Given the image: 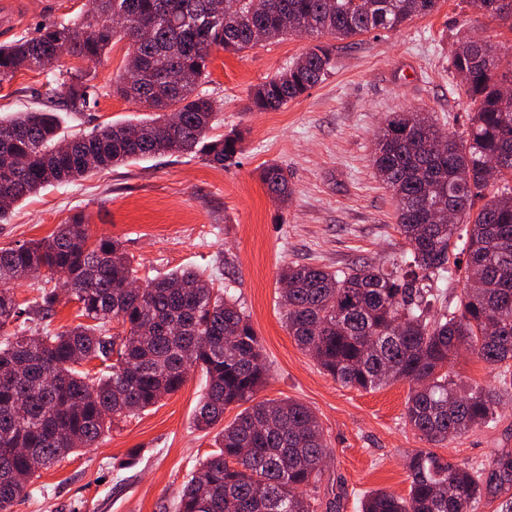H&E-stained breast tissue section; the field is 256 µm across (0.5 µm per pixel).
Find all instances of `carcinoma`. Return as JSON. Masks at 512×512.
<instances>
[{
    "label": "carcinoma",
    "mask_w": 512,
    "mask_h": 512,
    "mask_svg": "<svg viewBox=\"0 0 512 512\" xmlns=\"http://www.w3.org/2000/svg\"><path fill=\"white\" fill-rule=\"evenodd\" d=\"M439 0H91L73 20L42 25L0 45V84L21 70L51 76L46 103L0 116V222L14 206L49 185H65L131 159L193 153L223 167L241 150L239 133L214 135L216 108L199 91L216 49L239 53L264 39L305 33L318 37L287 69L250 94V108L274 111L304 95L333 66L334 45L372 31H394L432 13ZM484 16L512 22V0H468ZM134 8L139 32L114 24ZM127 40L125 74L113 90L152 112L137 125L112 123L71 138L59 132L58 109L90 104L91 75L55 73L58 46L98 62ZM457 85L475 106L460 136L443 133L416 112H394L376 138L372 167L396 199V228L408 249L391 269L344 270L289 264L281 269L283 324L296 343L334 380L374 390L410 384L405 424L428 442L456 438L498 420L500 397L512 387V63L480 40L460 42L450 60ZM186 79L170 84L166 78ZM178 120L169 122L168 113ZM452 144L443 157L440 140ZM281 201L291 194L277 164L262 172ZM450 208L460 224H437L430 211ZM466 256L465 265L451 260ZM120 241L91 239L75 218L51 238L0 247V512L43 468L90 448L114 420L178 391L190 369L206 376L196 425L206 430L243 406L215 435L214 447L183 486L178 512H317V490L330 453L315 412L293 399L258 400L268 366L242 305L194 268L140 280ZM461 273L463 296L452 310L431 313L423 280ZM40 277L70 286L79 323L61 331L39 326L54 316L57 288L32 302L13 285ZM116 322L122 331L110 332ZM235 337L233 350L224 336ZM501 367L502 390L467 385L448 375L461 348ZM98 360L95 374L82 366ZM429 378L425 386L417 381ZM28 448L31 456L15 452ZM410 490L366 495L360 512H477L485 494L512 485V453L501 450L476 467L429 448L408 454Z\"/></svg>",
    "instance_id": "1"
}]
</instances>
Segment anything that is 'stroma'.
I'll return each mask as SVG.
<instances>
[{"mask_svg":"<svg viewBox=\"0 0 512 512\" xmlns=\"http://www.w3.org/2000/svg\"><path fill=\"white\" fill-rule=\"evenodd\" d=\"M88 6L89 0H10L8 14L0 16V43L41 23L73 18ZM468 36L512 61V26L484 18L466 0H440L437 11L400 30L336 41L329 75L267 112L247 111L251 91L291 65L311 38L288 36L239 54L214 51L202 90L216 104L217 133H244L234 164L214 167L177 153L46 187L0 224V247L48 237L79 217L91 237L122 240L141 277L182 267L217 270L215 287L229 288L240 299L270 367L259 398L298 400L323 427L332 454L318 490V512H359L361 496L374 489L407 496L405 460L417 448L486 463L492 452L512 450V395L504 397L495 427L426 444L402 419L408 382L367 391L341 386L289 336L280 307L283 266L386 267L399 257L405 243L394 229L395 200L371 166L376 134L390 113L403 111L423 113L442 131L465 132L471 109L466 96L452 89L448 60ZM127 49L121 40L98 63L60 59V69L90 71L97 87L84 112L63 113V133L146 118L139 104L110 92ZM44 82L41 74L18 73L0 86V111L33 105ZM269 162L288 174V203H279L260 179ZM448 373L499 386L496 370L463 348L450 357ZM203 387L202 372L194 371L178 392L116 422L97 447L41 471L13 512H176L179 491L213 448V431L195 426ZM132 450L135 464L119 467Z\"/></svg>","mask_w":512,"mask_h":512,"instance_id":"obj_1","label":"stroma"}]
</instances>
